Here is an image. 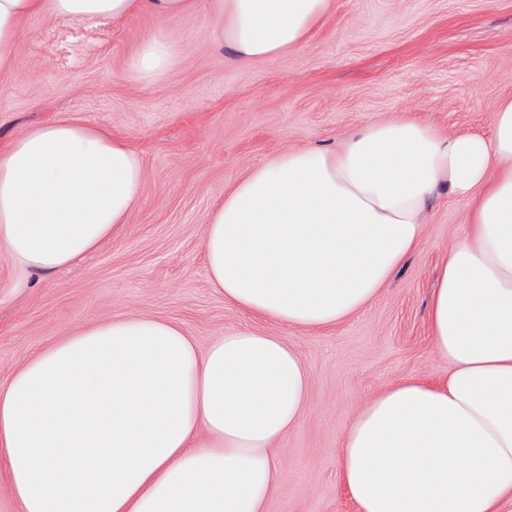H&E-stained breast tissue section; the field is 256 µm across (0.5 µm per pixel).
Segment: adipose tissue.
<instances>
[{
	"instance_id": "1",
	"label": "adipose tissue",
	"mask_w": 512,
	"mask_h": 512,
	"mask_svg": "<svg viewBox=\"0 0 512 512\" xmlns=\"http://www.w3.org/2000/svg\"><path fill=\"white\" fill-rule=\"evenodd\" d=\"M213 38L242 63L303 44L331 0H207ZM188 0H0V69L25 19L121 21L184 14ZM177 61L147 36L129 67L149 83ZM127 140L50 121L0 149V250L51 274L97 250L142 201ZM465 201L427 317L447 376L366 400L340 446L357 512H498L512 497V98L490 137L399 119L336 149H293L254 168L206 226L207 273L261 318L331 326L375 299L421 243L440 193ZM295 348L241 329L199 350L172 321L115 317L43 349L0 385L5 512H268L273 446L308 405Z\"/></svg>"
}]
</instances>
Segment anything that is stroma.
I'll use <instances>...</instances> for the list:
<instances>
[{"instance_id":"1","label":"stroma","mask_w":512,"mask_h":512,"mask_svg":"<svg viewBox=\"0 0 512 512\" xmlns=\"http://www.w3.org/2000/svg\"><path fill=\"white\" fill-rule=\"evenodd\" d=\"M207 0L163 21L36 15L24 23L20 69L0 72V147L47 121L110 130L140 153L142 201L87 258L20 280L0 252V384L62 337L116 316L182 325L199 348L245 327L281 337L309 369L308 406L276 446L282 478L268 512H356L339 474L341 438L360 404L409 377L435 381L427 314L438 267L467 230V210L441 196L425 234L363 311L325 328L255 318L209 282L208 217L253 168L295 148H332L356 127L409 117L490 136L512 95V0H334L298 48L239 64L211 42ZM171 37L176 65L135 81L128 65L151 34Z\"/></svg>"}]
</instances>
